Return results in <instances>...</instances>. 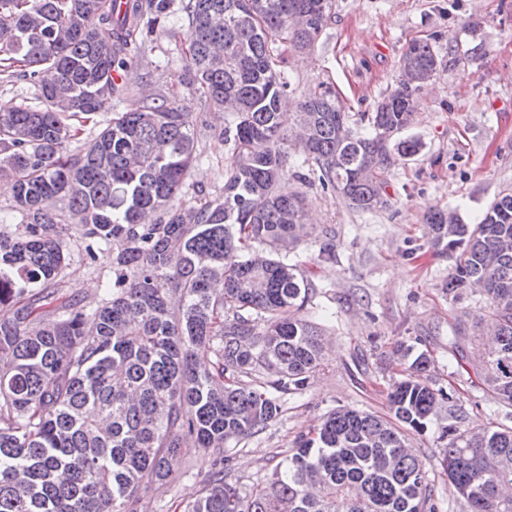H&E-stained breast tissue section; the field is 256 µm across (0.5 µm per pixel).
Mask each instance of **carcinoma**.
I'll list each match as a JSON object with an SVG mask.
<instances>
[{
	"mask_svg": "<svg viewBox=\"0 0 512 512\" xmlns=\"http://www.w3.org/2000/svg\"><path fill=\"white\" fill-rule=\"evenodd\" d=\"M333 0H0V72L37 88L0 112V178L13 183L15 227L0 224V512H138L141 487L168 476L186 440L222 448L253 435L324 365L322 332L303 313L315 285L288 256L307 237L299 159L350 207L386 205L387 174L422 145L398 135L442 61L427 41L399 60L396 88L355 131L330 87L285 113L282 47L313 49ZM188 20L179 82L231 114L224 191L184 199L196 159L194 113L177 96L112 111L131 88L134 51L172 15ZM97 133L78 153L79 128ZM292 117L297 134L285 127ZM453 260L445 288L480 287L479 384L512 408V192L476 224L426 216ZM112 250V275L90 314L76 298L40 318L67 267L61 230ZM92 320L94 331L84 330ZM215 361L199 366L194 349ZM421 353L388 388L389 413L330 412L274 478L242 491L216 461L187 512H436L430 479L407 443L453 397L434 388ZM438 449L468 512H512V425L445 431Z\"/></svg>",
	"mask_w": 512,
	"mask_h": 512,
	"instance_id": "1",
	"label": "carcinoma"
}]
</instances>
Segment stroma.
<instances>
[{"instance_id":"obj_1","label":"stroma","mask_w":512,"mask_h":512,"mask_svg":"<svg viewBox=\"0 0 512 512\" xmlns=\"http://www.w3.org/2000/svg\"><path fill=\"white\" fill-rule=\"evenodd\" d=\"M187 21L154 35L138 53V70L148 83L114 99L117 111L140 108L149 98L178 93L196 116L194 137L202 159L188 177L189 196L212 198L224 186L230 148L218 139L214 110L201 106L192 87L179 83V46ZM424 39L443 70L418 95L413 124L404 136L418 140L419 154L398 159L388 174L387 205L377 211L348 207L334 192L306 191L312 234L296 250L316 286L308 316L323 330L325 365L306 388L279 396L280 413L260 432L223 449L186 448L173 460L166 481L140 493L139 512H185L205 491L217 456L231 459L230 476L243 490L269 482L291 453L300 433L312 430L330 411L347 406L387 413V387L409 356L428 352L436 387L454 397L424 434L410 444L422 456L439 512H468L448 483L437 449L448 425L489 427L507 413L482 390L471 363L476 317L483 294L446 292L453 262L438 254L426 233L429 209L457 211L477 223L503 191H512V0H333L328 25L314 51L287 52L283 66L291 86L289 102L327 83L349 112L353 129L398 79V61L409 43ZM333 241L335 254L319 255ZM85 240L68 244L62 291L93 311L103 297L99 276L112 266V253H85ZM464 319L466 339L449 346V326Z\"/></svg>"}]
</instances>
